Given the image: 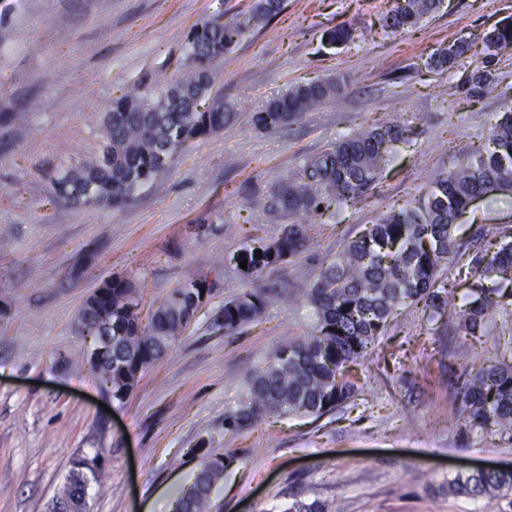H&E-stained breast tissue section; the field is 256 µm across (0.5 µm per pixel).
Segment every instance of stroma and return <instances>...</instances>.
I'll return each instance as SVG.
<instances>
[{"instance_id":"35a3bbf8","label":"stroma","mask_w":512,"mask_h":512,"mask_svg":"<svg viewBox=\"0 0 512 512\" xmlns=\"http://www.w3.org/2000/svg\"><path fill=\"white\" fill-rule=\"evenodd\" d=\"M252 0H0V512H47L79 455L101 451L104 479L88 512H170L211 455L234 449L213 497L223 512H279L318 499L334 512H491L449 494L450 479L512 464V445L470 428L461 386L475 357L512 364V338L454 335L447 314L402 310L353 370L357 394L319 416L273 415L230 433L224 417L289 337L316 326L309 290L346 243L490 144L512 108V53L489 94H449L483 60L481 38L512 19V0H444L418 26L382 28L391 0H284L281 12L212 67L213 95L257 112L289 87L335 80V99L274 131L232 120L188 140L168 171L123 205L55 200L51 181L99 153L113 100L156 77L174 79L189 31L248 14ZM348 45L328 44L338 25ZM471 48L449 71L428 64L458 39ZM377 120L412 121L392 143L375 189L321 219L314 245L248 281L234 258L272 240L282 219L252 205L336 139ZM512 225V195H484L457 237ZM223 258L224 274L163 358L115 401L86 362L75 331L88 297L124 277L141 312ZM266 291L262 315L237 334L216 329L225 301Z\"/></svg>"}]
</instances>
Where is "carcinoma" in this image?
<instances>
[{
    "instance_id": "cac0c4a2",
    "label": "carcinoma",
    "mask_w": 512,
    "mask_h": 512,
    "mask_svg": "<svg viewBox=\"0 0 512 512\" xmlns=\"http://www.w3.org/2000/svg\"><path fill=\"white\" fill-rule=\"evenodd\" d=\"M441 0H395L384 28L398 33L413 27L440 8ZM283 0H253L245 18L232 15L195 25L185 42L186 69L163 86L166 103L149 93L121 97L104 118L106 144L52 181L56 198L75 205L118 206L144 183L167 171L174 158L171 147L197 136L224 129L236 113L224 98L211 96L212 63L233 52L251 30L267 24L281 11ZM512 49V21L485 33L483 66L469 79L471 95H485L497 85L494 67ZM469 50L454 42L431 58L442 72ZM333 81L300 84L270 100L260 112L246 117L262 130H276L299 120L310 109L336 97ZM404 124L376 123L345 135L322 153L307 159L295 177L269 192L254 195L255 204L277 218L290 217L281 235L249 245L235 262L245 280L269 274L307 249L315 218L332 207L341 208L373 188L387 163L389 143L409 133ZM492 148L477 154L453 173H439L426 190L407 205L378 218L350 241L320 274L310 289L317 316L315 331L279 347L271 363L249 382V396L224 417V430L242 431L266 415L319 416L356 394L347 375L349 364L362 357L382 335L391 315L402 306L425 301L453 315L454 284L440 280L443 267L464 250L471 254L467 286L479 296L476 307L456 314L455 324L465 335L512 336V226L480 228L470 241L458 242L455 222L476 195L512 193V111L497 119ZM495 252H490V247ZM261 255H256V251ZM224 269L221 261L182 283L153 310L147 323L139 317V289L115 276L99 294L90 296L78 316L77 329L91 323H112V363L98 367L111 383L112 399H126L146 368L159 360L190 324L197 298L211 293ZM266 305L262 292L247 291L224 303L219 319L224 334L232 335L258 319ZM499 311L501 322L486 327V307ZM467 418L480 428L492 427L512 441V365L482 364L463 385ZM237 460L236 452L209 457L182 489L176 504L181 512H223L212 499L213 487L224 470ZM448 492L464 497L486 496L495 512H512V470L458 474ZM88 485L67 479L48 512H79L87 508ZM507 501L502 508L499 501Z\"/></svg>"
}]
</instances>
